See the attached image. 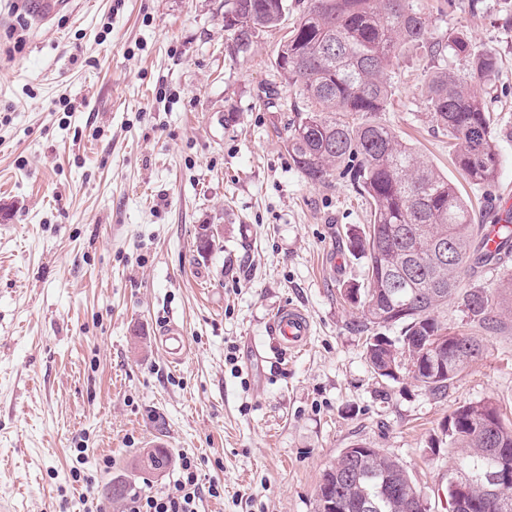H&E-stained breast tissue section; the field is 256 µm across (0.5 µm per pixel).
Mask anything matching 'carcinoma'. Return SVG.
Returning a JSON list of instances; mask_svg holds the SVG:
<instances>
[{
    "mask_svg": "<svg viewBox=\"0 0 512 512\" xmlns=\"http://www.w3.org/2000/svg\"><path fill=\"white\" fill-rule=\"evenodd\" d=\"M287 0H232L224 16L240 49L252 37L281 25ZM428 49L467 63V76L443 69L426 88L427 117L448 134L452 161L464 180L492 185L501 161V142L512 141V126L498 124L486 94L500 61L491 50L477 51L461 30L433 38L429 20L414 0H308L296 26L280 43L274 63L284 81L299 90L285 147L294 166L310 183H323L335 171L346 175L370 206V224L347 234L350 253L366 258L367 287L349 285L345 299L361 313L370 332L365 354L375 374L395 378L409 368L412 378L442 395L483 350L482 340L450 332L439 308L461 301L473 322L489 331L505 312L488 288L463 289L487 269H505L512 257V221L498 225L500 243L486 249L491 229L471 223L458 186L422 162L415 149L381 124L378 114L392 97L388 72L408 52ZM447 246L452 259L441 260ZM448 447L462 448L458 465L471 476L498 459L512 467V422H505L491 399L456 408L443 429ZM164 448L140 454L137 467L156 472L168 467ZM344 455L323 474L320 503L345 489L346 512H366L365 497L377 512H399L400 504L420 495L395 460L372 452L360 470L347 475ZM469 512H512V498L487 505L483 486L466 488Z\"/></svg>",
    "mask_w": 512,
    "mask_h": 512,
    "instance_id": "carcinoma-1",
    "label": "carcinoma"
}]
</instances>
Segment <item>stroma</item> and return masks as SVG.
Masks as SVG:
<instances>
[{
    "mask_svg": "<svg viewBox=\"0 0 512 512\" xmlns=\"http://www.w3.org/2000/svg\"><path fill=\"white\" fill-rule=\"evenodd\" d=\"M419 2L434 35L455 27L499 55L486 102L512 125V0ZM35 3L0 0V512H84L115 480L157 492L183 454L202 486L222 488L202 512H316L325 468L359 445L397 460L429 512H448L458 455L442 427L485 398L512 411V317L487 331L459 301L442 308L485 340L445 394L372 371L340 293L366 283L346 242L369 205L345 179L307 182L284 145L295 91L274 50L307 0H288L246 52L224 28L229 0H69L42 25ZM444 66L402 58L378 119L486 224L512 205V142L495 184L462 182L425 117ZM205 225L221 235L202 252ZM287 304L312 324L298 354L271 335ZM170 319L190 343L176 366L157 340ZM158 436L172 465L136 469Z\"/></svg>",
    "mask_w": 512,
    "mask_h": 512,
    "instance_id": "stroma-1",
    "label": "stroma"
}]
</instances>
